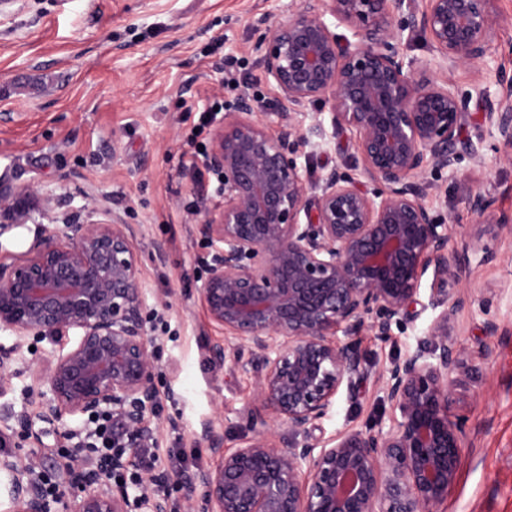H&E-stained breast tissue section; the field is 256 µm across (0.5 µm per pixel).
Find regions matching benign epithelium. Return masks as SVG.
<instances>
[{"instance_id": "obj_1", "label": "benign epithelium", "mask_w": 512, "mask_h": 512, "mask_svg": "<svg viewBox=\"0 0 512 512\" xmlns=\"http://www.w3.org/2000/svg\"><path fill=\"white\" fill-rule=\"evenodd\" d=\"M323 2L322 10L289 5L288 18L254 45L281 107L277 132L247 92L225 111L204 159L224 203L205 209L198 227L208 247L202 301L224 329V344L210 346L209 357L250 365L256 398L294 442L286 451L261 436L230 452L216 445L220 462L199 481L213 512H437L461 466L463 429L451 393L462 376L453 336L468 301L463 272L470 258H488L484 236L512 238V219L485 224L460 252L449 247L452 229L429 205L439 187L427 174L455 172L474 98L484 102V123L512 145V76L502 75L495 101L478 85L461 91L454 83L456 69L486 57L496 24L490 0ZM396 10L405 13L398 22ZM329 16L351 35L333 31ZM415 29L437 52L432 67L400 52L404 32ZM323 101L333 125L352 134L372 190L338 168L305 178L298 159L317 144L292 114ZM467 204L482 219L492 201L475 192ZM0 219L20 226L27 213L11 204ZM135 239L117 215L36 236L25 252L0 260V328L18 346L78 331L47 374L51 417L110 409L116 434L146 445L157 403L155 337L145 328ZM428 273L433 320L382 374L388 425L312 439L340 388L361 371L354 345L336 340V329L368 321L374 335L390 336ZM29 439L40 443L0 424V448ZM42 464L38 457L20 470L0 456L13 512H48L33 477ZM64 509L128 512V501L99 480L72 490Z\"/></svg>"}]
</instances>
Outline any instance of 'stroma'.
I'll list each match as a JSON object with an SVG mask.
<instances>
[{
	"instance_id": "obj_1",
	"label": "stroma",
	"mask_w": 512,
	"mask_h": 512,
	"mask_svg": "<svg viewBox=\"0 0 512 512\" xmlns=\"http://www.w3.org/2000/svg\"><path fill=\"white\" fill-rule=\"evenodd\" d=\"M289 0H0V200H24L26 227L0 228V256L24 252L42 228L84 224L119 215L137 231L146 327L156 338L154 382L158 404L154 474L168 480L172 512H208L203 486L186 492L176 481L170 455L194 459L188 475L215 467L224 449L242 447L255 434L257 407L251 372L217 363L207 349L224 341L200 296L205 276L199 262L205 244L197 230L202 207L221 197L187 140L199 110L213 97L232 105L241 91L257 99L263 114L279 111L253 46L287 16ZM496 25L479 68H462L456 85L478 83L490 96L501 74L512 75V0H491ZM242 66L236 86L224 83V58ZM471 101L463 140L479 146L483 164L462 157L454 173L442 172L430 205L453 229L450 247L462 248L476 231L466 198L479 192L493 202L495 217H512V146L482 121ZM293 118L320 134L321 146L301 166L308 180L332 168L359 175L361 159L348 131L335 129L330 107L309 103ZM492 256L471 261L465 273L470 298L457 315V349L478 380L457 386L452 411L465 420L462 466L439 512H512V241L489 243ZM421 287L408 316L381 339L369 328L339 333L361 358L362 373L341 388L313 432L373 427L390 407L380 376L424 335L433 313ZM500 325L487 335L488 320ZM77 332L60 341L17 346L0 328V350H13L9 385L0 396V417L21 416L42 446L12 449L18 468L41 456L55 474L61 496L50 512H64L71 485L60 474L58 448L72 447L83 417L46 420L51 394L36 381L54 353L73 346Z\"/></svg>"
}]
</instances>
